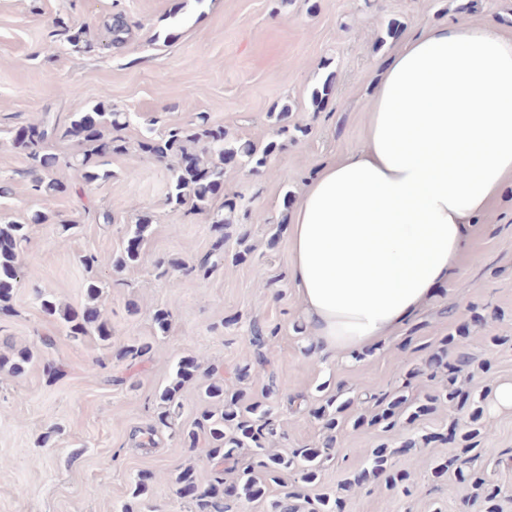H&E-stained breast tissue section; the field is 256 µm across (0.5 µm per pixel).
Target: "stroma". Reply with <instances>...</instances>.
<instances>
[{
  "mask_svg": "<svg viewBox=\"0 0 512 512\" xmlns=\"http://www.w3.org/2000/svg\"><path fill=\"white\" fill-rule=\"evenodd\" d=\"M116 13L132 30L118 47L110 45L103 27ZM60 18L88 27L95 51H73L58 34ZM421 18L435 25L459 18L489 21L511 34L512 0H480L473 10L466 0H0V178L13 189L0 201V219L24 222L45 206L54 213L52 221L31 225L23 276L14 290L16 313L0 314V344L35 345L45 336L54 341L22 377L0 373V459L8 462L0 468V512H122L142 471L158 477L149 493L153 512H191L189 499L173 493L169 477L191 464L199 481H206V449L188 452L156 425V395L187 355L197 356L201 368L218 367L225 387L242 388L257 399L268 376H275V419L283 434L275 448L282 453L322 446L331 434L316 415L323 398L351 399L332 433L333 458L320 484L302 482L294 470L284 474V486L302 498L342 491L369 469V453L381 441L396 447L412 439L415 447L394 457L409 471L412 493L390 492L372 480L346 495V512H458L464 487L453 477H434L452 448L424 441L446 432L456 417L452 408L439 406L386 434L352 421L372 410L366 391L405 383L421 398L440 389L441 379L410 380L396 364L423 366L428 352L439 351L441 339L451 334L463 335L474 359L465 375L480 397L486 445L502 453L500 463L482 457L476 465L491 472L502 512H512V412L490 407L494 384L512 380V348L490 342L512 336V185L476 224L448 287L398 337L354 365L315 352L291 285V212L285 204L298 201L318 168L359 144L365 111L395 45L385 37L388 21L398 20L404 34ZM331 71L336 83L321 108H313L311 93ZM101 100L130 116L121 132L128 153L107 159L111 178L89 187L84 207L71 195L48 201L33 194L25 158L3 130L48 118L65 121ZM284 105L307 133L280 139V149L259 172L225 166L224 191L213 204L232 198L237 207L224 240L208 214L168 205L167 167L136 149L146 131L158 134L201 113L229 139L261 145L278 139L272 114ZM106 211L112 214L108 224L102 219ZM144 217L151 222L144 256L138 265L114 271L112 254ZM63 220L77 223L78 232H62ZM241 237L253 248L243 264L224 262L206 276L168 265L172 258L194 262L219 240L236 250ZM87 253L99 259L90 269L80 262ZM93 277L105 286L102 302L113 347L146 340L153 344L150 356L98 368L94 361L103 350L95 338L73 342L61 325L45 318L35 289L78 306ZM132 300L139 313H129ZM158 309L170 314L163 335L153 323ZM255 321L277 330L267 349L270 365L265 371L253 366L240 381L236 368L254 359L248 329ZM47 361L62 368L61 377L47 378ZM484 363L490 373L481 371ZM44 433L50 440L42 445L38 438ZM284 486L269 485L261 503L230 498V512H271Z\"/></svg>",
  "mask_w": 512,
  "mask_h": 512,
  "instance_id": "1",
  "label": "stroma"
}]
</instances>
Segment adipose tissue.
I'll return each mask as SVG.
<instances>
[{"label":"adipose tissue","instance_id":"1","mask_svg":"<svg viewBox=\"0 0 512 512\" xmlns=\"http://www.w3.org/2000/svg\"><path fill=\"white\" fill-rule=\"evenodd\" d=\"M512 182V36L418 20L391 53L362 142L296 202L288 261L316 346L379 347L456 274L472 227Z\"/></svg>","mask_w":512,"mask_h":512}]
</instances>
